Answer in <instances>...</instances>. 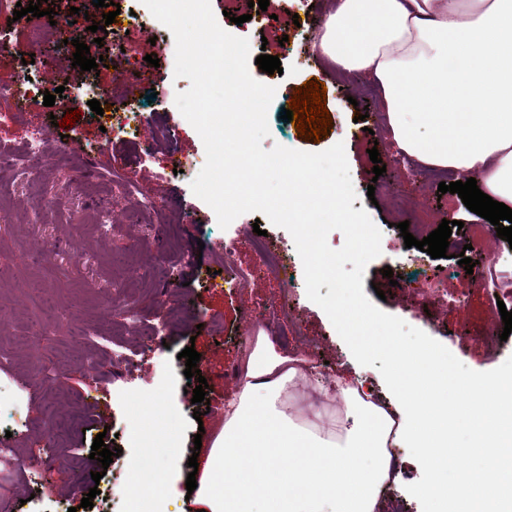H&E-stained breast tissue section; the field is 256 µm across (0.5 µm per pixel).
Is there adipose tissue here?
<instances>
[{
    "mask_svg": "<svg viewBox=\"0 0 512 512\" xmlns=\"http://www.w3.org/2000/svg\"><path fill=\"white\" fill-rule=\"evenodd\" d=\"M337 66L374 78L400 154L477 181L512 206V0H337L315 40ZM409 370L408 420L364 399L344 378L321 387L340 413L291 412L308 379L300 358L258 337L239 390L224 404L198 481L203 512H381L380 491L401 472L389 449H417L428 472L456 462L448 486L424 490L456 512H512V381L448 392L428 347L394 349ZM134 512H159L174 482L130 470Z\"/></svg>",
    "mask_w": 512,
    "mask_h": 512,
    "instance_id": "ef3b65f1",
    "label": "adipose tissue"
}]
</instances>
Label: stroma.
<instances>
[{
	"label": "stroma",
	"mask_w": 512,
	"mask_h": 512,
	"mask_svg": "<svg viewBox=\"0 0 512 512\" xmlns=\"http://www.w3.org/2000/svg\"><path fill=\"white\" fill-rule=\"evenodd\" d=\"M220 25L248 39L252 56L267 53L281 61L282 73L262 72L251 65L254 77L275 86L268 112L270 134L263 149L281 145L306 152H322L343 143L350 177L357 195L353 209H365L381 232V253L364 272L363 291L386 313L419 328L446 346L465 366L488 371L512 357V350L496 348L504 324L489 306L488 291L478 274L488 271L489 261L502 257V239L493 225L470 215L458 194L439 193L440 182H455L462 175L453 170L421 169L392 149L383 115L381 91L374 81L357 76L345 82V73L314 50L318 27L336 0H269L267 9L246 8L239 0H210ZM15 0L0 5V44L9 57L0 68V84L22 75V61L34 46L30 26L15 20ZM250 14V21L236 24V17ZM92 32L82 41L92 58L101 59L98 79L110 85L111 65L117 54L132 56L148 81L139 85L135 98L139 117L159 125L165 137H153L151 153H144L142 137L102 146V127L111 125L112 109L124 108L127 97L115 88L100 116L91 111L83 93L87 72L73 65V45L60 49L66 79L61 98L45 107L42 97L30 100V109L18 112L0 102V143L21 145L30 126L63 118L79 110L73 126L55 127L70 155L68 163L47 160L40 178V199L32 201L29 184L17 175L8 158L0 157V182L7 189L0 207V361L12 376L20 400L14 409L0 411V439L11 438L15 463L0 471V499L18 502L19 512H128L129 472L142 444L153 445L149 466L161 479L185 483L195 435L210 439L220 417L216 412L241 380L239 368L252 350L258 334H266L281 354L308 359L315 371L328 379L345 376L362 381L366 389L391 400L379 371L360 365L336 332L324 311L306 295L303 266L295 242L284 228L255 213L237 217L220 228L213 209L191 190L206 161L201 137L175 105L176 92L190 82L175 78V40L151 44L138 26L128 33L94 44ZM157 56L159 66L147 63ZM315 80L325 86L326 107L333 119L327 138L313 141L300 137L295 124L283 120L285 101L296 88ZM106 148V168L96 169L89 158ZM377 148L386 171L374 176L370 148ZM187 160L183 173H175V159ZM407 199L416 212L408 231L423 239L442 220L462 222L452 240L473 243L469 256L475 274L459 266L457 258H431L406 247L398 225L400 215L388 204V195ZM154 202L153 212L140 208L142 197ZM266 230L270 246L281 256L279 275L259 271L260 260L245 236L253 228ZM241 237L234 255L237 267L252 270L242 286H224V258L218 245L226 238ZM194 261L183 264L182 254ZM399 275L397 285L383 277V268ZM436 278L443 292L434 297L419 292L424 280ZM128 282L127 295L114 286ZM294 298L287 311L277 312L284 288ZM140 301L147 323L167 322L165 353L143 351V339L126 322L130 301ZM88 327L103 324L113 329V341L92 344L69 332L71 314ZM138 350L137 361L106 372L113 342ZM195 347L198 367L206 378L205 402L192 404L186 391L185 347ZM50 368L55 379L36 383V367ZM155 396L165 405L141 436H133V401ZM202 419H195V412ZM104 434L106 448L119 449L110 466L90 459L97 434ZM396 456L402 469L400 483L384 486L387 512H426L421 493L429 474L416 449L400 448ZM101 473L100 495L92 510L81 506L88 488L81 482L90 473Z\"/></svg>",
	"instance_id": "obj_1"
}]
</instances>
